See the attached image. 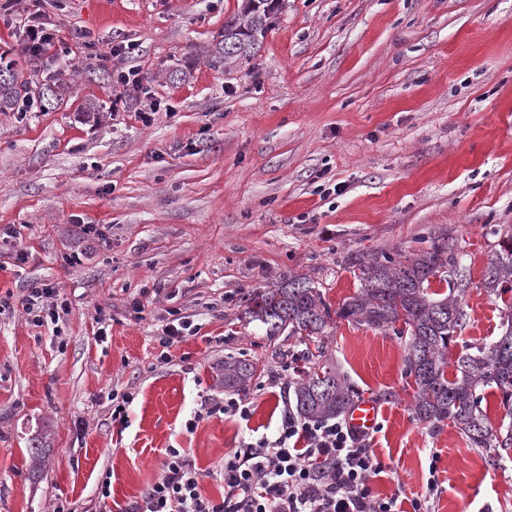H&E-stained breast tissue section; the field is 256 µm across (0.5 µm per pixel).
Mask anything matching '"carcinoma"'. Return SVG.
I'll use <instances>...</instances> for the list:
<instances>
[{
  "label": "carcinoma",
  "mask_w": 512,
  "mask_h": 512,
  "mask_svg": "<svg viewBox=\"0 0 512 512\" xmlns=\"http://www.w3.org/2000/svg\"><path fill=\"white\" fill-rule=\"evenodd\" d=\"M279 0H242L239 11L224 21V35L209 50L214 67H231L250 58L259 47ZM29 94L28 81L11 68L0 67V112L17 109ZM347 267L359 281V289L336 310H331L313 282L285 276L276 285L248 294L246 314L266 326L270 337L288 333L299 342H311L309 366L293 382L296 408L310 419L343 414L359 397V392L336 367L317 359L322 352L327 328L333 318L375 329L402 325L409 336L406 374L416 385L413 410L416 418L433 427L449 420L458 426L476 448L488 450L501 462L512 450V305L505 314L504 331L496 340L475 347L448 362L451 342L466 325L459 296L468 280L459 262L457 246L437 241L426 250L386 255L359 253L347 257ZM441 278L449 294L433 298L431 279ZM486 292L501 296L512 292V237L500 244L483 281ZM454 365L453 378L445 369ZM256 373L248 360L224 362L220 382L244 391ZM484 387L500 393V404L509 423L492 430L480 407L477 391Z\"/></svg>",
  "instance_id": "carcinoma-1"
}]
</instances>
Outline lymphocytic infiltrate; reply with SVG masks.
I'll list each match as a JSON object with an SVG mask.
<instances>
[{
  "mask_svg": "<svg viewBox=\"0 0 512 512\" xmlns=\"http://www.w3.org/2000/svg\"><path fill=\"white\" fill-rule=\"evenodd\" d=\"M20 303L37 326L68 312L45 284L26 289ZM386 469L346 419L312 420L287 409L275 438L251 439L225 455L223 497L206 496L189 453L171 448L130 512H402L398 495L382 497L371 486Z\"/></svg>",
  "mask_w": 512,
  "mask_h": 512,
  "instance_id": "obj_1",
  "label": "lymphocytic infiltrate"
}]
</instances>
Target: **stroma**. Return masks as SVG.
<instances>
[{
    "instance_id": "35a3bbf8",
    "label": "stroma",
    "mask_w": 512,
    "mask_h": 512,
    "mask_svg": "<svg viewBox=\"0 0 512 512\" xmlns=\"http://www.w3.org/2000/svg\"><path fill=\"white\" fill-rule=\"evenodd\" d=\"M240 7L0 0V57L32 89H64L41 110L0 112V512H126L170 448L190 453L206 495L223 496L225 454L281 422L269 374L303 364L297 338L269 339L243 314L248 292L285 275L313 280L335 309L359 286L349 254L393 257L445 237L469 279L451 356L502 333L512 295L482 281L512 236V0H280L254 56L209 66ZM35 9L59 41L37 58L20 50ZM127 43L137 52L99 67L96 54ZM188 62L187 81L169 80ZM121 67L140 72L141 90L117 94ZM149 99L171 110L147 125ZM86 224L102 237L84 239ZM35 281L67 300L58 325L22 309ZM173 310L199 331L165 364L156 338ZM406 347L395 329L345 320L325 338L361 397L394 394L371 437L390 465L374 492L427 498L431 512H512V461L494 462L452 422L416 418ZM230 358L257 365L246 422L201 410L234 396L216 380ZM123 393L124 424L112 418ZM43 438L51 452L37 467Z\"/></svg>"
}]
</instances>
